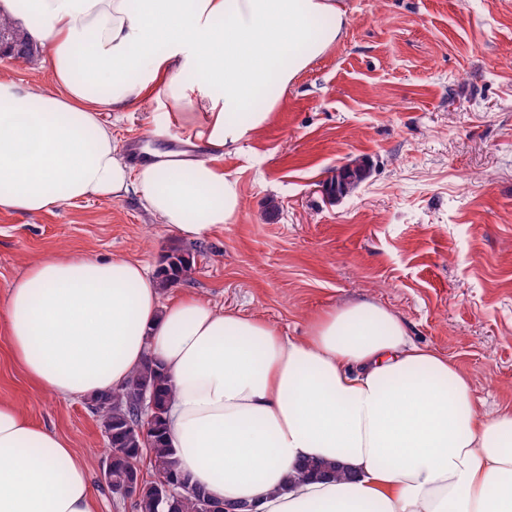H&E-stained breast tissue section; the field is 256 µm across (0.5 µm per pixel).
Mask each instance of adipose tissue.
I'll return each instance as SVG.
<instances>
[{"label":"adipose tissue","instance_id":"ef3b65f1","mask_svg":"<svg viewBox=\"0 0 512 512\" xmlns=\"http://www.w3.org/2000/svg\"><path fill=\"white\" fill-rule=\"evenodd\" d=\"M0 17L24 20L53 85L0 80V209L133 195L190 241L237 222L224 157L349 22L342 0H0ZM150 97L201 158L128 163L98 114ZM0 324L33 386L60 397L159 366L180 468L227 512H512V408L486 415L469 377L385 306L320 312L290 338L193 294L163 301L142 263L50 252L11 281ZM308 459L341 474L298 476ZM88 472L68 440L0 401V512H100Z\"/></svg>","mask_w":512,"mask_h":512}]
</instances>
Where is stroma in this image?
Segmentation results:
<instances>
[{"label":"stroma","mask_w":512,"mask_h":512,"mask_svg":"<svg viewBox=\"0 0 512 512\" xmlns=\"http://www.w3.org/2000/svg\"><path fill=\"white\" fill-rule=\"evenodd\" d=\"M345 2V38L224 159L241 186L236 223L186 241L132 195L38 217L0 210V302L48 252L120 255L156 272L180 249L194 273L164 296L195 293L291 337L321 311L379 303L468 374L486 410L512 408V0ZM100 119L128 147L166 151L181 136L156 102ZM355 159L367 178L327 197L325 181ZM0 400L89 461L101 512H139L102 479L110 450L91 401L39 392L1 327Z\"/></svg>","instance_id":"35a3bbf8"}]
</instances>
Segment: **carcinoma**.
<instances>
[{"instance_id": "cac0c4a2", "label": "carcinoma", "mask_w": 512, "mask_h": 512, "mask_svg": "<svg viewBox=\"0 0 512 512\" xmlns=\"http://www.w3.org/2000/svg\"><path fill=\"white\" fill-rule=\"evenodd\" d=\"M0 28L9 31L17 53V63L27 61L33 47L13 29V23L0 20ZM348 171L341 174L339 186H331V192L352 193L366 177V165L361 160L347 164ZM167 266L162 272V285L168 287L192 270L190 259L178 250L166 258ZM152 399L151 432L141 438L135 430L139 424V410L143 399ZM169 401V389L160 368L147 363L139 369L131 381L118 392L102 395L93 401L96 412L111 447V456L106 473L109 485L114 490L122 489L128 482L139 477L135 465L138 457L147 452L154 463L156 474L176 481L173 493L167 495L156 481L140 482L137 505L140 512H206L207 506L225 512L224 504L214 501L202 490L189 491L188 478L180 471L174 449L166 445L165 414Z\"/></svg>"}]
</instances>
